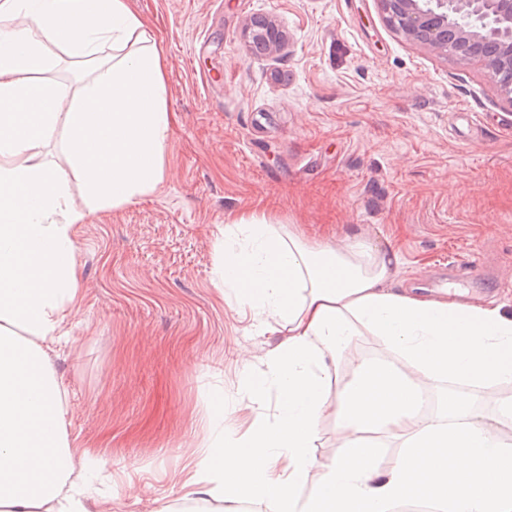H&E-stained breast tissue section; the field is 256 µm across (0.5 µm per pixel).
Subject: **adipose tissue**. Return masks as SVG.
Returning a JSON list of instances; mask_svg holds the SVG:
<instances>
[{
  "instance_id": "1",
  "label": "adipose tissue",
  "mask_w": 512,
  "mask_h": 512,
  "mask_svg": "<svg viewBox=\"0 0 512 512\" xmlns=\"http://www.w3.org/2000/svg\"><path fill=\"white\" fill-rule=\"evenodd\" d=\"M59 49L88 66L79 87L46 79ZM170 126L162 59L130 0H0V512H112L91 497L104 460L68 437L47 354L83 300L74 232L87 207L69 185L79 181L96 207L151 193ZM58 136L53 165L46 148ZM399 264L394 249L357 236L310 241L263 211L226 218L219 278L258 327L285 338L241 381L246 431L220 413L206 421L188 487L268 512H392L412 501L512 512V438L498 429L512 421V396L492 422L473 394L512 387V312L395 287ZM358 336L396 357H353L333 387L329 370ZM431 382L448 394L426 413L418 400ZM328 416L339 452L320 462L311 450ZM382 438L403 448L386 468Z\"/></svg>"
}]
</instances>
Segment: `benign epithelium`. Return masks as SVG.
<instances>
[{
	"label": "benign epithelium",
	"instance_id": "7a95c632",
	"mask_svg": "<svg viewBox=\"0 0 512 512\" xmlns=\"http://www.w3.org/2000/svg\"><path fill=\"white\" fill-rule=\"evenodd\" d=\"M384 10L398 21L408 41L436 54L475 61L512 99V0H382ZM274 34L266 53L284 44V35L271 20H252L247 37L256 35L258 23Z\"/></svg>",
	"mask_w": 512,
	"mask_h": 512
}]
</instances>
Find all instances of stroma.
Masks as SVG:
<instances>
[{
    "label": "stroma",
    "mask_w": 512,
    "mask_h": 512,
    "mask_svg": "<svg viewBox=\"0 0 512 512\" xmlns=\"http://www.w3.org/2000/svg\"><path fill=\"white\" fill-rule=\"evenodd\" d=\"M163 61L164 178L76 228L84 298L48 350L67 434L112 512H183L187 461L281 335L217 286L219 228L263 210L310 240L394 247L395 285L512 307V99L407 41L379 0H133ZM286 38L270 55L250 19Z\"/></svg>",
    "instance_id": "1"
}]
</instances>
